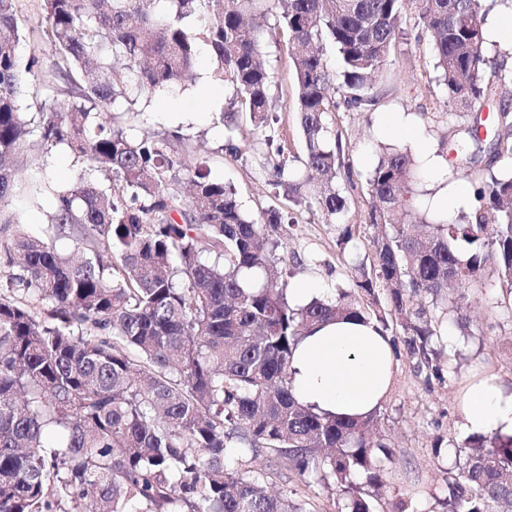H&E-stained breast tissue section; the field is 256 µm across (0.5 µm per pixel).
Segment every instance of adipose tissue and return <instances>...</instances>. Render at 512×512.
I'll use <instances>...</instances> for the list:
<instances>
[{
  "label": "adipose tissue",
  "mask_w": 512,
  "mask_h": 512,
  "mask_svg": "<svg viewBox=\"0 0 512 512\" xmlns=\"http://www.w3.org/2000/svg\"><path fill=\"white\" fill-rule=\"evenodd\" d=\"M297 399L316 412L363 417L379 407L393 377L389 336L374 322L332 320L302 340L293 355ZM466 430L512 434V388L493 374L475 376L460 396Z\"/></svg>",
  "instance_id": "obj_1"
}]
</instances>
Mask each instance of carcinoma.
<instances>
[{
	"label": "carcinoma",
	"instance_id": "carcinoma-1",
	"mask_svg": "<svg viewBox=\"0 0 512 512\" xmlns=\"http://www.w3.org/2000/svg\"><path fill=\"white\" fill-rule=\"evenodd\" d=\"M0 0V512H312L306 499L268 490L271 471H235L228 449L266 452L270 464L335 488L340 512H375L387 443L377 413L342 419L301 404L292 358L314 326L334 319L389 320L426 386L445 381L437 346L448 295L477 293L497 275L512 294V167L480 177L475 128L452 143L479 206L430 219L408 196L424 166L384 147L371 171V259L347 288L303 307L277 254L286 237L277 209L247 214L233 186L174 148L178 133L141 139L112 125V111L164 87L195 81L198 43L233 89L237 113L266 129L271 73L259 59L266 0ZM294 47L303 156L265 136L273 185L290 202L342 226L341 136L332 114L374 105L387 74L405 0H273ZM512 0H411L432 47L447 106L471 112L498 96L485 81L483 24ZM37 11L36 22L27 16ZM336 45L340 69L323 46ZM55 54L42 69L35 46ZM42 73L55 95L27 104L26 79ZM495 162H512V111L503 106ZM68 149L98 175L76 183L16 178L25 153ZM189 197L172 188L178 173ZM52 197V242L10 227L14 196ZM386 310H379V294ZM448 477V512L512 507V435L471 436ZM364 477L359 485L353 481Z\"/></svg>",
	"mask_w": 512,
	"mask_h": 512
}]
</instances>
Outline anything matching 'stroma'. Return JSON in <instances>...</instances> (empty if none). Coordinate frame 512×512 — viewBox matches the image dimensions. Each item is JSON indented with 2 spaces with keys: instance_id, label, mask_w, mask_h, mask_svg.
Instances as JSON below:
<instances>
[{
  "instance_id": "1",
  "label": "stroma",
  "mask_w": 512,
  "mask_h": 512,
  "mask_svg": "<svg viewBox=\"0 0 512 512\" xmlns=\"http://www.w3.org/2000/svg\"><path fill=\"white\" fill-rule=\"evenodd\" d=\"M411 11H404L402 26L408 38L391 56L390 71L375 85L376 104L368 110L340 109L333 115L332 128L343 140V160L353 183L351 206L346 216L354 238L346 248L337 244L336 225L327 223L316 210L293 205L279 195L267 165L263 135L254 131L246 113H238L240 153L226 149L227 134L219 115L232 96L229 85L218 80L206 47H199L195 84L156 92L138 100L139 122L131 132L142 135L168 129L179 132L198 161L213 177L236 189L242 207L251 213L277 208L292 218L293 225L281 255L294 278H317L325 287H346L351 283L352 258L370 254L375 230L368 222V177L377 156L375 146L382 116L394 112L419 115L445 111L446 92L439 82L428 42L417 41ZM503 25L500 37L486 42L490 62L486 78H493V63H506L512 70V11L498 8L486 17V28ZM261 53L273 77L276 128L289 152L302 153L303 140L297 120L294 74L286 36L267 28L261 34ZM82 175L80 165L64 151L50 157L33 152L21 180L47 177L72 182ZM508 295L498 279H488L471 304L451 308L448 339L443 346L445 381L425 386L406 359L396 362L390 390L380 406L378 428L392 456L381 491V512H390L396 500L411 501L417 512H445L441 505L448 494L446 478L455 463V448L467 437L459 399L463 388L477 374L489 372L512 384V310ZM274 490L308 498L316 512H338L337 495L320 483H307L291 473L269 478Z\"/></svg>"
}]
</instances>
